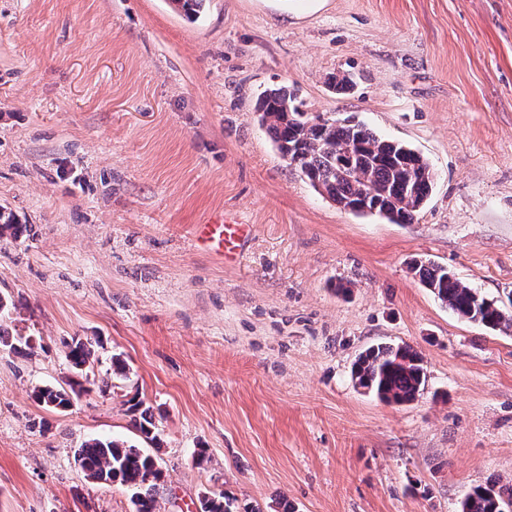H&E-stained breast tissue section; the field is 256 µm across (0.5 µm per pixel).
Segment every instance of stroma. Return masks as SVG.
<instances>
[{
  "instance_id": "1",
  "label": "stroma",
  "mask_w": 512,
  "mask_h": 512,
  "mask_svg": "<svg viewBox=\"0 0 512 512\" xmlns=\"http://www.w3.org/2000/svg\"><path fill=\"white\" fill-rule=\"evenodd\" d=\"M349 76L345 93L335 77ZM288 86L419 151L434 174L410 224L357 216L289 166L257 101ZM0 512H131L75 462L93 437L139 444L152 405L158 512H458L512 486V331L458 319L415 276L432 262L512 294V0H0ZM252 227L237 261L194 225ZM103 343L130 374L69 411L64 341ZM412 346L427 382L405 405L358 388L357 356ZM209 459L197 464V449ZM11 302L3 295H0V349L8 350L16 355L27 354V350L32 344L29 338L23 340L21 337L10 335L5 331L3 323L5 319H9ZM150 406H146L141 400L132 403L128 407L129 413L134 417L139 415V419H134L135 427L141 434L144 441H154L157 439L156 430L158 429L155 422ZM505 497L512 502V488L494 482L476 486L459 503V512H501Z\"/></svg>"
}]
</instances>
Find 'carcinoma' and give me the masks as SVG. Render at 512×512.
Instances as JSON below:
<instances>
[{
	"label": "carcinoma",
	"mask_w": 512,
	"mask_h": 512,
	"mask_svg": "<svg viewBox=\"0 0 512 512\" xmlns=\"http://www.w3.org/2000/svg\"><path fill=\"white\" fill-rule=\"evenodd\" d=\"M258 120L274 138L278 150L294 146L295 166L322 195L345 209L366 197L369 190L382 192L380 206L368 211L395 224H410L430 196L434 173L424 157L409 146L379 137L350 118L320 124L322 115L306 112L285 86L267 89L257 108ZM352 144V162L340 164L336 147ZM420 281L459 319L492 330H512V295L493 301L463 282L445 267L414 263ZM11 302L0 295V349L22 355L31 348L30 339L13 336L3 323L9 318ZM91 338L75 337L65 345V358L72 377L66 385L46 384L34 390L43 406L65 411L80 393L96 387L102 393L112 388L111 380L128 378L129 368L111 359L106 377L94 372L96 346ZM355 385L387 404L403 405L424 390L426 372L419 353L408 345L371 346L359 354L352 368ZM137 417L135 427L146 441L157 439V426L150 407L139 400L128 407ZM75 460L85 476L96 482H118L132 491L134 512H156L159 458L134 445L112 438H93L75 451ZM512 502V488L494 482L472 488L459 503V512H501ZM201 512H236L223 493L206 492Z\"/></svg>",
	"instance_id": "obj_1"
}]
</instances>
